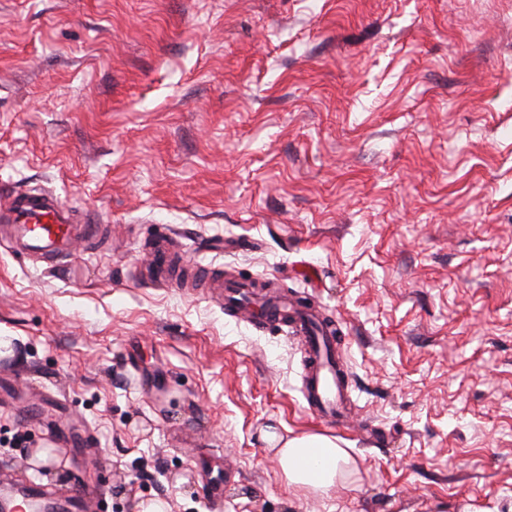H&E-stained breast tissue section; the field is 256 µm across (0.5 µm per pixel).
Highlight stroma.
<instances>
[{
    "instance_id": "obj_1",
    "label": "stroma",
    "mask_w": 512,
    "mask_h": 512,
    "mask_svg": "<svg viewBox=\"0 0 512 512\" xmlns=\"http://www.w3.org/2000/svg\"><path fill=\"white\" fill-rule=\"evenodd\" d=\"M44 187L106 239L0 245V480L78 512H512V0H0V198ZM331 318L304 347L149 272L162 232ZM52 434L66 460L13 445ZM353 471L288 487L271 436ZM273 302L277 308L292 315L296 330L311 343L303 392L306 407L314 416L322 419L336 417L347 402L344 380L336 376V364L329 358V352L335 354L336 329L321 326V331L315 335L312 331V322H316L313 315L288 307L285 302Z\"/></svg>"
}]
</instances>
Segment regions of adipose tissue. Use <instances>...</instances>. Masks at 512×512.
Segmentation results:
<instances>
[{
    "instance_id": "1",
    "label": "adipose tissue",
    "mask_w": 512,
    "mask_h": 512,
    "mask_svg": "<svg viewBox=\"0 0 512 512\" xmlns=\"http://www.w3.org/2000/svg\"><path fill=\"white\" fill-rule=\"evenodd\" d=\"M276 459L289 486L320 495L335 487L350 463L348 453L335 439L319 434L280 440Z\"/></svg>"
}]
</instances>
